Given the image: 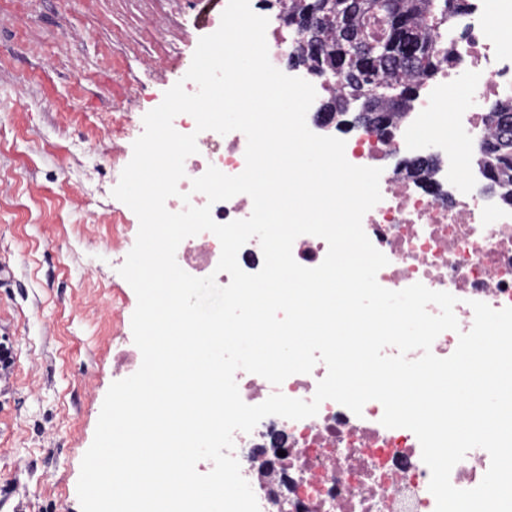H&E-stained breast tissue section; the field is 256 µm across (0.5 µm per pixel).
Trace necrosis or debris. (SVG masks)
<instances>
[{
    "label": "necrosis or debris",
    "mask_w": 512,
    "mask_h": 512,
    "mask_svg": "<svg viewBox=\"0 0 512 512\" xmlns=\"http://www.w3.org/2000/svg\"><path fill=\"white\" fill-rule=\"evenodd\" d=\"M467 3L448 65L421 86L407 116L386 134L359 128L345 140L349 163L382 170V198L362 219L365 234L388 259L377 273L378 283L393 291L420 283L457 299L458 331L442 332L432 345L441 358L455 351L459 332L471 329V301L497 310L512 307V206L499 205L483 189L478 152L490 135L489 112L498 102L512 101V38L495 31L499 18L512 16V0ZM439 119L460 132L459 147L428 137V128ZM173 127L182 134L196 133L198 151L186 159L180 194L167 199V210L175 213L189 203L210 206L220 224L248 218L250 196L239 194L211 205L191 184L211 166L230 176L240 174L246 136L239 131L196 132L195 120L187 114L177 115ZM418 157L433 165L415 176L403 162ZM184 193L189 202L181 201ZM220 255L218 238L207 231L184 239L177 248L185 272L216 274L224 286L230 277L215 271ZM326 374V365L319 362L311 373L292 375L277 387L243 370L235 380L242 400L257 405L276 392L311 400ZM383 413L374 400L358 415L327 400L313 417L268 416L252 432H235L233 454L260 512H435L431 473L417 437L406 428L383 426ZM275 433L282 437L284 455L275 470L266 472L253 462L251 451L270 447ZM284 478L290 483L287 495L274 497L273 488Z\"/></svg>",
    "instance_id": "4bbe7bcc"
}]
</instances>
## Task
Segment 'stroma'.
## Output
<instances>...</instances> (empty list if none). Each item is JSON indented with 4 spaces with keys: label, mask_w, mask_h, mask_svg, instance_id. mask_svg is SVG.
Here are the masks:
<instances>
[{
    "label": "stroma",
    "mask_w": 512,
    "mask_h": 512,
    "mask_svg": "<svg viewBox=\"0 0 512 512\" xmlns=\"http://www.w3.org/2000/svg\"><path fill=\"white\" fill-rule=\"evenodd\" d=\"M201 0H0V512H81L137 297L112 195L143 117L213 33Z\"/></svg>",
    "instance_id": "obj_1"
}]
</instances>
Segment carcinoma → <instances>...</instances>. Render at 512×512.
Listing matches in <instances>:
<instances>
[{"mask_svg":"<svg viewBox=\"0 0 512 512\" xmlns=\"http://www.w3.org/2000/svg\"><path fill=\"white\" fill-rule=\"evenodd\" d=\"M353 20L343 32H336L334 20H320L319 35L327 56L323 59L305 53L301 40L295 51L299 62L316 67L331 64L340 44L354 45L349 67L339 78L341 89L333 101L354 98L360 87L354 84L358 65L377 63L378 85L373 109L385 112L389 119L402 114L405 102L398 95L413 96L422 82L432 79L449 60L440 53L438 43L448 37V21L464 12L463 0H351ZM415 47V55L404 47ZM495 129L481 148L480 164L489 181V189H502L501 199L512 205V104L492 113Z\"/></svg>","mask_w":512,"mask_h":512,"instance_id":"carcinoma-1","label":"carcinoma"}]
</instances>
